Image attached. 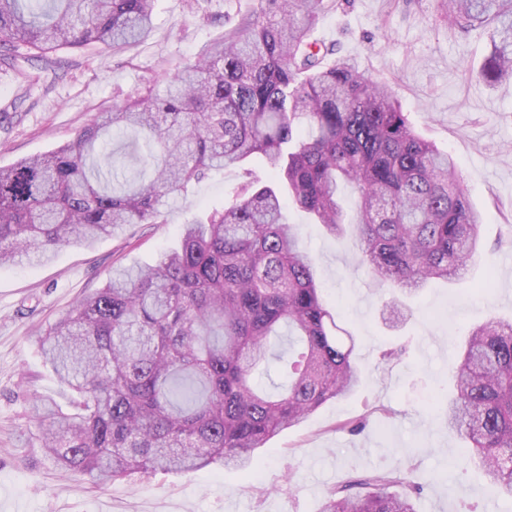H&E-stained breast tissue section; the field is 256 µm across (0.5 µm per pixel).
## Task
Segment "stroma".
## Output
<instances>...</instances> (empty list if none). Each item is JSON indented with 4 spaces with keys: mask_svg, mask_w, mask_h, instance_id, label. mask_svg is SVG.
I'll return each instance as SVG.
<instances>
[{
    "mask_svg": "<svg viewBox=\"0 0 512 512\" xmlns=\"http://www.w3.org/2000/svg\"><path fill=\"white\" fill-rule=\"evenodd\" d=\"M251 4L211 0L204 19L188 0H157L146 41L119 53L58 51L49 91L0 69V109L23 101L17 116L0 122V166L64 144L96 112L222 36L225 17ZM312 37L357 58L395 91L415 128L451 153L485 217L486 255L462 281L434 282L407 299L412 315L394 325L382 316L389 293L372 287L351 244L290 209L324 300L357 339L361 385L259 449L249 474L209 468L134 476L109 487L66 477L39 448L28 417L33 396L64 409L71 392L33 338L100 288L113 267L152 265L177 247L182 224L231 202L242 171L209 174L172 205L166 223L124 225L92 247L61 248L45 264L1 266L0 512H320L349 474L377 468L408 477L418 512H512L511 501L490 494L480 467L464 462L462 441L445 425L468 330L512 318V83L490 87L473 77L491 49L488 29H451L434 0H336ZM396 345L406 346L403 359L382 364L381 351ZM363 417V430H346Z\"/></svg>",
    "mask_w": 512,
    "mask_h": 512,
    "instance_id": "stroma-1",
    "label": "stroma"
}]
</instances>
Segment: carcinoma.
Segmentation results:
<instances>
[{"label": "carcinoma", "mask_w": 512, "mask_h": 512, "mask_svg": "<svg viewBox=\"0 0 512 512\" xmlns=\"http://www.w3.org/2000/svg\"><path fill=\"white\" fill-rule=\"evenodd\" d=\"M461 33L490 31L476 77L512 80V0H436ZM155 0H0V67L62 49L120 52L151 32ZM335 0H254L217 41L44 154L0 167V266L41 262L125 224H165L170 200L216 169L257 157L234 202L182 225L179 246L104 285L35 336L76 397L32 400L46 456L107 486L133 473L247 470L257 449L363 371L356 339L322 300L284 200L361 255L375 287L417 294L460 280L482 252L483 217L454 158L415 129L392 89L336 46L310 40ZM131 140L138 168H114L105 137ZM288 326V350L275 343ZM282 390L260 388L271 361ZM448 400V432L512 500V321L474 326ZM400 485L406 491L392 492ZM415 487L372 471L331 491L320 512H416Z\"/></svg>", "instance_id": "carcinoma-1"}]
</instances>
